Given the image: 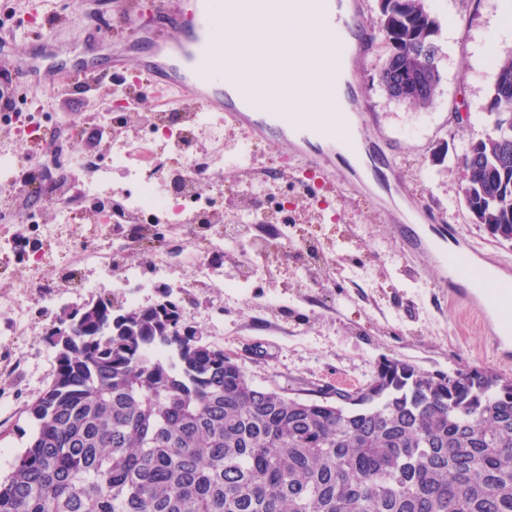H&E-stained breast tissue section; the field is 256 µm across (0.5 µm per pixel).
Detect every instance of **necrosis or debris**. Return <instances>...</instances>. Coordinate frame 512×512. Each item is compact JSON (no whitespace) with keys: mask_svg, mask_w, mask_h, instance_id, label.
I'll list each match as a JSON object with an SVG mask.
<instances>
[{"mask_svg":"<svg viewBox=\"0 0 512 512\" xmlns=\"http://www.w3.org/2000/svg\"><path fill=\"white\" fill-rule=\"evenodd\" d=\"M137 86L115 89L104 111L88 115L87 123L110 143L108 160H94L69 152L65 144L72 135L73 120L60 115L49 124L48 139L36 152L0 150V212L8 213L16 232L0 234V260L19 258L13 271L12 290L0 303L14 326L15 335L25 333L32 303L51 307L67 300L73 289L86 287L84 272L112 275V286L130 304L141 301L150 279L167 281L182 292L189 288H248L279 267L287 255L302 262L323 259L324 254L307 239L288 235L263 237L253 234L258 224L288 225L292 217L279 199L277 178L267 171L244 166L246 182H233L234 192L269 197V207L247 208L227 218H215L214 208L224 194V123L211 112L184 114L161 104L145 130L128 135L138 115L133 98L142 96ZM179 159L177 168H165L160 154ZM121 170L124 188L112 183L113 170ZM70 187L58 198L52 223L39 222L26 203V190L39 184ZM95 205L93 224L75 221L79 200ZM117 235H108L109 226ZM68 257L60 283L45 281L41 267L48 262L47 248ZM130 249L146 251L150 274L125 266L116 257ZM243 256L232 278H225L221 265L212 261L223 253Z\"/></svg>","mask_w":512,"mask_h":512,"instance_id":"obj_1","label":"necrosis or debris"}]
</instances>
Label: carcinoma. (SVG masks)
I'll return each instance as SVG.
<instances>
[{"instance_id":"1","label":"carcinoma","mask_w":512,"mask_h":512,"mask_svg":"<svg viewBox=\"0 0 512 512\" xmlns=\"http://www.w3.org/2000/svg\"><path fill=\"white\" fill-rule=\"evenodd\" d=\"M389 52L379 84L429 106L441 83L429 0H380ZM491 129L461 155L473 223L512 244V55L490 60ZM49 327L47 390L0 512H512V378L380 361L353 389L259 387L158 289L146 306L108 295Z\"/></svg>"}]
</instances>
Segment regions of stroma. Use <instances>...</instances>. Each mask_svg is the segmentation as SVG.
Returning a JSON list of instances; mask_svg holds the SVG:
<instances>
[{"instance_id":"1","label":"stroma","mask_w":512,"mask_h":512,"mask_svg":"<svg viewBox=\"0 0 512 512\" xmlns=\"http://www.w3.org/2000/svg\"><path fill=\"white\" fill-rule=\"evenodd\" d=\"M366 24L373 31L366 61L357 74L365 113L362 126L374 155L390 158L392 193L374 188L358 194L350 187L330 188L319 175L293 157L279 141L260 142L258 165L287 162L288 208L294 231L314 240L334 262L308 264L295 274L292 264L279 267L273 278L243 290L225 291L223 303L207 302L195 291L183 294L190 323L225 350L238 355L254 383L292 389L330 384L354 387L368 382L382 358L402 359L427 372L463 367L485 368L512 377V346L500 348L494 336L465 305L454 301L447 287L422 257L414 268L403 254L391 227L400 205L420 202L455 237L451 250L469 257L472 267L487 264L512 286V244H498L473 223L461 193L459 158L466 145L490 128L483 115L494 69L482 52L486 33L500 20L498 0H432L441 21L443 57L437 97L432 106L414 107L391 100L378 84L388 53L378 29V0H364ZM52 0H11L15 16L28 17L26 27L0 24L10 33L7 54L29 60L52 35L63 43L65 72L71 83L55 94V71L38 70L25 84L0 81L22 117L0 126V146L22 150L29 145L27 122L39 113H62L78 127V151L103 158L110 146L94 139L83 119L98 111L104 93H76L82 64L103 60V48L117 32L102 26L96 35L75 42L78 21L58 13L50 27L40 17ZM466 110L474 124L457 123L456 110ZM317 278L318 287L302 288L298 278ZM62 314L61 306H33L22 336L14 335L0 316V476L7 475L35 426L24 411L49 385L54 351L43 341L48 327Z\"/></svg>"}]
</instances>
